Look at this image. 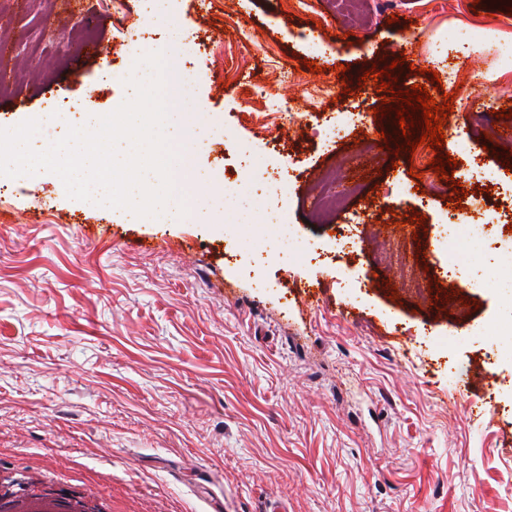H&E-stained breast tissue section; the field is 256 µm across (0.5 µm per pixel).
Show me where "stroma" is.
<instances>
[{
	"label": "stroma",
	"instance_id": "1",
	"mask_svg": "<svg viewBox=\"0 0 512 512\" xmlns=\"http://www.w3.org/2000/svg\"><path fill=\"white\" fill-rule=\"evenodd\" d=\"M335 0H173L183 46L200 47L191 111L221 126L197 167L249 182L237 146L256 143L265 163L291 162L282 196L297 237L332 249L354 227L353 250L313 268L249 256L262 227L250 201L214 224L184 193L186 218L137 223L91 210L52 176L8 181L0 192V469L51 471L118 493L133 512H259L287 500L290 512H512V243L471 269L479 288L447 281L425 298L394 292L392 268L369 245L416 236V265L437 273L448 254L436 236L457 223L453 190L433 193L409 174L395 112L362 84L390 70L394 90H443L474 74L482 90L455 101L454 138L428 154L479 155L500 183L488 192L454 181L484 207L512 189V117L496 116L512 94L497 77L512 54V26L496 17L512 0H364L346 22ZM167 32L137 0H0V65L15 74L0 97L5 127L42 112L50 96L84 99L109 112L132 94L100 73L126 65L127 34ZM407 64H398L399 55ZM317 67L310 82L335 96L309 104L277 68ZM262 93H255V86ZM291 105L293 125L258 128L249 113ZM359 113L336 141L330 116ZM496 134H489V127ZM376 136L378 159L359 138ZM339 169L358 197L326 219L313 185ZM422 214L415 232L405 216ZM313 286L318 306L299 297ZM491 377L464 389L473 372Z\"/></svg>",
	"mask_w": 512,
	"mask_h": 512
}]
</instances>
